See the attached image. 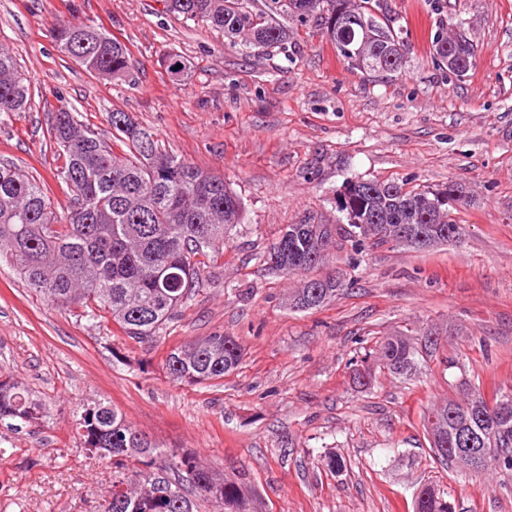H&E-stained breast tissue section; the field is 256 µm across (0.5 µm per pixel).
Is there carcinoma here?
I'll list each match as a JSON object with an SVG mask.
<instances>
[{"instance_id": "carcinoma-1", "label": "carcinoma", "mask_w": 512, "mask_h": 512, "mask_svg": "<svg viewBox=\"0 0 512 512\" xmlns=\"http://www.w3.org/2000/svg\"><path fill=\"white\" fill-rule=\"evenodd\" d=\"M166 12L200 20L231 39L261 48L288 42V25L269 6L248 0H161ZM280 13L300 22L320 15L324 35L338 56L356 69L397 76L404 63L401 30L394 27L383 4L367 0H277ZM57 50L90 72L110 79L130 73L126 47L100 24L67 21L53 28ZM435 61L458 77L473 66L474 47L459 33L440 32L432 42ZM30 88L11 54L0 48V117L24 112ZM113 138L126 145L116 152L63 105L50 126L64 164L57 169L72 192L68 213L59 216L40 182L10 164H0V256L9 255L29 287L52 304L78 306L89 318L104 311L135 339L154 336L198 286L197 258L222 244L241 218L239 199L211 175L174 155L160 151L154 140L123 112L111 116ZM474 195L450 181L437 189L406 188L396 181L351 182L339 209L353 228L358 247L366 244L414 242L401 228L432 236L431 245L460 244L464 227L449 206L469 205ZM333 224H288L263 255L274 271L300 277L289 298L290 308L321 307L347 287L336 276H318L336 248ZM438 338L422 334L420 342L403 337L378 341L365 354L389 372L408 375ZM241 349L231 336L214 334L175 348L163 366L176 382L203 384L237 368ZM512 392L488 402L477 389L465 390L424 415L430 449L442 462L467 463L454 454L468 447L477 432L483 444L506 448L508 454L489 464L512 470V406L502 402ZM45 408L25 388L0 382V424L19 430L43 418ZM88 455L109 459L112 481L94 512H196L191 496L212 503L213 512H256L252 496L224 481L214 468L188 451L174 452L148 440L109 405L96 402L78 418ZM414 512H457L448 493L433 484L422 486Z\"/></svg>"}]
</instances>
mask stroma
<instances>
[{
  "instance_id": "35a3bbf8",
  "label": "stroma",
  "mask_w": 512,
  "mask_h": 512,
  "mask_svg": "<svg viewBox=\"0 0 512 512\" xmlns=\"http://www.w3.org/2000/svg\"><path fill=\"white\" fill-rule=\"evenodd\" d=\"M382 2L406 46L392 78L349 68L312 17L263 50L165 13L161 0H0V45L32 91L28 111L0 121V163L41 178L57 212L72 204L49 136L63 101L107 141L112 111L125 112L159 149L222 177L243 207L202 257L194 296L146 340L108 314L52 305L0 259V376L47 409L21 432L0 427V512H91L111 464L83 453L75 414L97 400L244 484L259 512H412L427 483L457 512H512L511 471L435 464L423 427L464 384L489 400L512 389V0ZM74 15L127 47L132 79H103L57 51L51 27ZM451 30L476 48L463 77L431 59L433 36ZM171 53L190 65L185 85L163 66ZM374 179L465 184L476 202L453 212L464 241L355 252L337 198ZM304 220L338 225L325 270L347 286L296 312L297 277L259 256ZM431 328L440 344L420 371L377 367L370 387L358 384L360 344ZM214 334L236 338L237 369L209 384L172 381L167 354ZM332 453L341 474L324 465Z\"/></svg>"
}]
</instances>
